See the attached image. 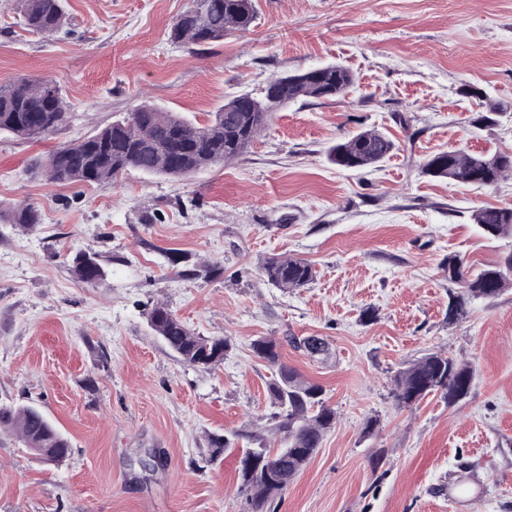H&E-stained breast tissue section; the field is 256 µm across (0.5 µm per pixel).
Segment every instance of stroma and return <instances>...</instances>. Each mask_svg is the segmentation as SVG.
<instances>
[{"mask_svg": "<svg viewBox=\"0 0 512 512\" xmlns=\"http://www.w3.org/2000/svg\"><path fill=\"white\" fill-rule=\"evenodd\" d=\"M189 3L65 0L47 37L0 0V85L53 80L73 114L39 142L0 134V214L41 216L0 223V405L39 408L71 444L54 465L0 431V512H252L239 450L209 461L207 437L264 429L271 370L250 345L291 335L331 343L328 359L286 345L282 360L323 386L336 420L265 512H512V285L452 323L460 285L443 269L451 254L474 274L512 252L472 218L512 206V177L423 171L450 149L512 154V0H255L250 32L204 50L168 39ZM336 63L355 77L347 96L288 103L232 163L94 185L36 168L142 102L204 122L273 77ZM468 85L500 105L493 125L473 126L486 100ZM372 128L396 143L379 167L330 164L331 145ZM78 251L104 280L75 277ZM174 256L223 271L189 280ZM278 256L309 262L313 281L269 284L261 267ZM159 302L230 337L223 364L181 363L148 325ZM434 350L471 366L468 396L398 406L394 373Z\"/></svg>", "mask_w": 512, "mask_h": 512, "instance_id": "obj_1", "label": "stroma"}]
</instances>
